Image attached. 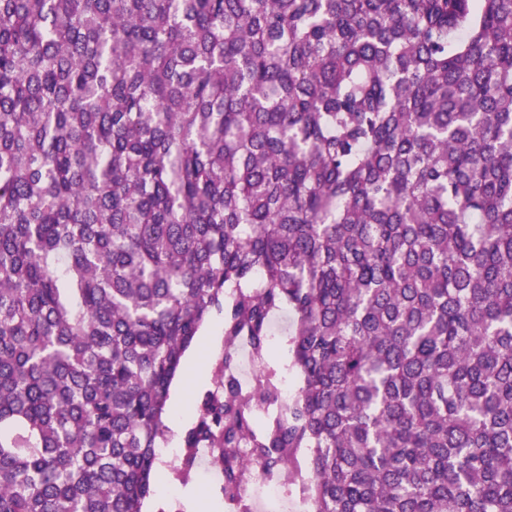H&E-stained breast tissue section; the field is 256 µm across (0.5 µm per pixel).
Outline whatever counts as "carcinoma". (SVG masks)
Instances as JSON below:
<instances>
[{
	"label": "carcinoma",
	"instance_id": "carcinoma-1",
	"mask_svg": "<svg viewBox=\"0 0 512 512\" xmlns=\"http://www.w3.org/2000/svg\"><path fill=\"white\" fill-rule=\"evenodd\" d=\"M213 321L170 479L512 512V0H0V512H144ZM213 326L218 327V336H221V328L219 325L212 324L210 327ZM221 343L222 336L218 344L205 345L200 343L197 347L192 349L197 351L195 354H197L200 359L198 367L190 366L186 357L184 371L178 379L187 381V396L181 408L182 414L186 417L184 427L190 425L195 420L199 409V397L201 393L211 385L210 358L212 360L213 354L219 350ZM217 347L219 348L216 349ZM180 442H173L169 439L163 442L160 448H157V455L164 466L176 470L182 465L185 457V448H181Z\"/></svg>",
	"mask_w": 512,
	"mask_h": 512
}]
</instances>
